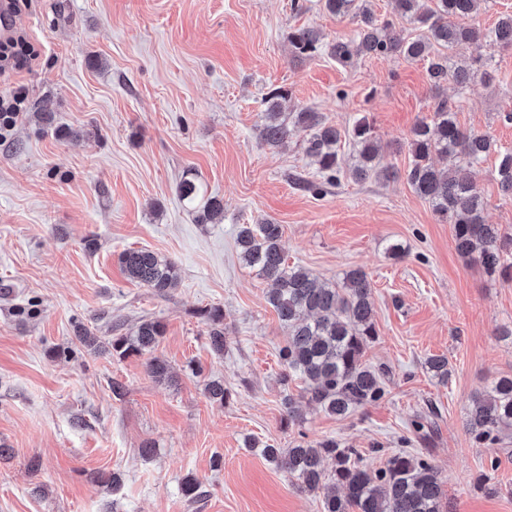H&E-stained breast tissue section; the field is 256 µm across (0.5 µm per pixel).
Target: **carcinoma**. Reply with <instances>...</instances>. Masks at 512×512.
Here are the masks:
<instances>
[{"mask_svg":"<svg viewBox=\"0 0 512 512\" xmlns=\"http://www.w3.org/2000/svg\"><path fill=\"white\" fill-rule=\"evenodd\" d=\"M484 0H394L395 13L421 25L425 33L411 41L391 36L393 20L378 16L370 0H324L325 9L336 16H350L358 23L353 41L338 39L329 53L342 63L358 54L395 53L408 59L428 60L427 75L436 89L451 82L459 90L476 79L488 83L491 73L484 69L483 51L497 45L512 48V15L498 19L494 27L480 29L459 20L476 13ZM291 40L301 53L318 49V35L310 29L295 31ZM467 43L473 55L464 66L448 67V51ZM264 141L277 146L288 138V123L281 112L279 96L269 99ZM295 124L311 131L306 153L318 165L324 183H334L344 165L337 145L347 136L356 153L351 166L353 177L364 181L384 174L379 168V145L373 125L363 117L341 132L316 112H297ZM409 147L412 162L406 180L414 192L427 200L438 221L451 224L457 252L478 264L489 276L512 281V233L484 219L485 200L464 168L481 161L495 143L487 135L465 130L457 120L454 102L445 97L434 105L432 119L422 120L411 130ZM452 158L455 164L439 170L434 156ZM501 191L512 196V152L501 156L498 169ZM182 200L193 207L202 224L224 217V203L217 197L201 195L195 179L186 177L178 185ZM279 224H244L238 232L240 259L245 267L271 282L267 300L279 320L288 328V342L280 348L283 379L302 376L306 386L299 398L288 395L284 408L288 422L301 420L300 400L318 405L325 413L345 417L355 409L385 396L383 373L363 361L365 351L377 336L372 284L360 269L343 273L339 281L321 282L308 269L290 266L281 247ZM127 277L157 294L165 293L179 279L178 267L170 259L147 249H128L119 255ZM200 316L208 325L210 349L224 353V312L218 307L203 308ZM165 334L158 319H143L130 331L103 343L80 326L76 338L101 354L124 359L153 352ZM427 369L441 379L448 378V358L431 356ZM149 375L159 383L176 382L168 363L159 357L147 359ZM208 397L224 403L229 398L224 382L210 380ZM466 427L474 441L493 448L506 432L512 434V377L504 376L486 391L473 397L467 411ZM264 458L285 471L303 492L317 493L332 482L323 496V512H442L445 491L434 465L421 455L400 451L378 469L359 462V451L347 448L334 438L298 442L290 448L257 444ZM334 462L327 473L324 462Z\"/></svg>","mask_w":512,"mask_h":512,"instance_id":"obj_1","label":"carcinoma"}]
</instances>
